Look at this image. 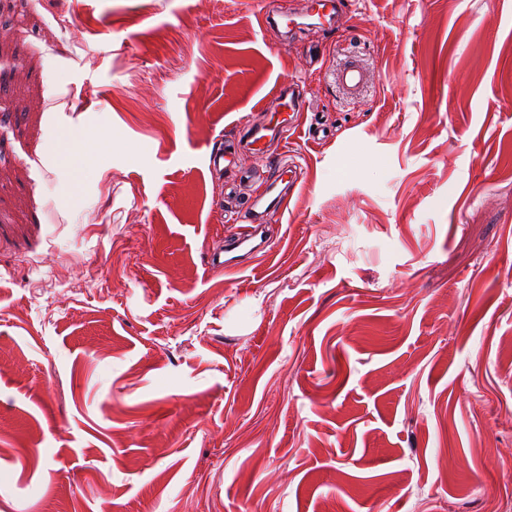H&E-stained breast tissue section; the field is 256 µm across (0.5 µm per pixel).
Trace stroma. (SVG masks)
<instances>
[{
    "label": "stroma",
    "instance_id": "35a3bbf8",
    "mask_svg": "<svg viewBox=\"0 0 512 512\" xmlns=\"http://www.w3.org/2000/svg\"><path fill=\"white\" fill-rule=\"evenodd\" d=\"M307 7L0 0V512H512V0ZM365 68L359 59L347 57L336 70V79L341 88L356 99L360 96L365 85ZM296 86L297 84L292 81L280 83L273 89L269 98L264 99L261 109H267L270 104H275V113L267 124L247 129L246 133H249L247 144L252 146L251 150L261 151V146H266L275 140H280L285 146L288 132L299 126L305 104L296 96ZM275 116L277 117L274 120ZM295 175H290L289 180H284V172L278 168L267 181L265 190L255 196L247 205L246 211L250 214L260 215V220L249 219L250 224H273L274 218L280 215L288 207L289 192L296 183ZM284 185L275 192L278 185Z\"/></svg>",
    "mask_w": 512,
    "mask_h": 512
}]
</instances>
